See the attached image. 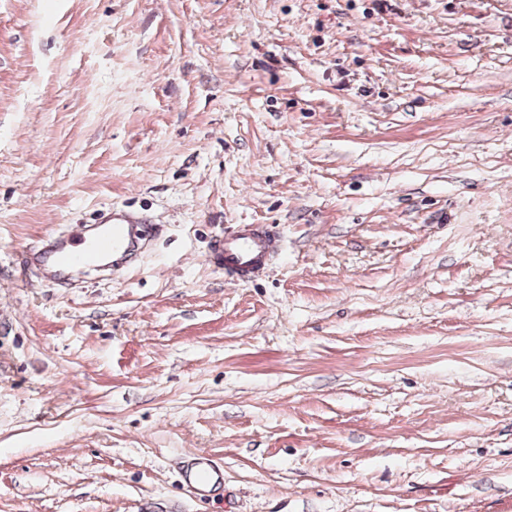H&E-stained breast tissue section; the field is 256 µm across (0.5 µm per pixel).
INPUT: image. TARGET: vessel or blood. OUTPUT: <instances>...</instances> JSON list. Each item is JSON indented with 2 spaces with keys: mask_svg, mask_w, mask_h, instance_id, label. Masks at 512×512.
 <instances>
[{
  "mask_svg": "<svg viewBox=\"0 0 512 512\" xmlns=\"http://www.w3.org/2000/svg\"><path fill=\"white\" fill-rule=\"evenodd\" d=\"M108 225L93 240L81 233L62 235L49 242L36 256L44 277L54 279L67 269L96 263L102 256L128 257L138 251L147 229H135V217L125 210L109 214ZM224 277L231 282L259 278L268 263L281 251V236L272 224H240L218 245ZM184 483L198 496H208L222 484V474L210 459L197 456L183 474Z\"/></svg>",
  "mask_w": 512,
  "mask_h": 512,
  "instance_id": "obj_1",
  "label": "vessel or blood"
}]
</instances>
